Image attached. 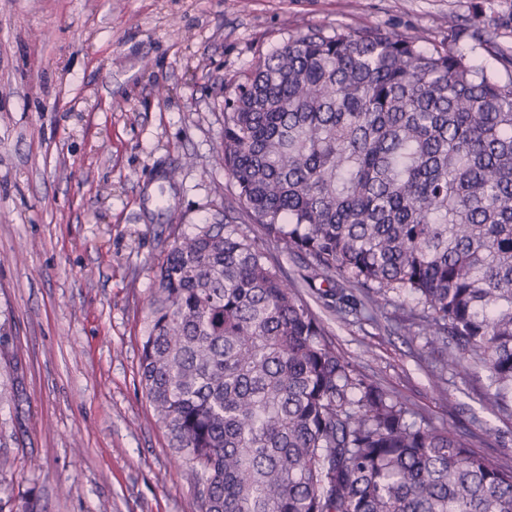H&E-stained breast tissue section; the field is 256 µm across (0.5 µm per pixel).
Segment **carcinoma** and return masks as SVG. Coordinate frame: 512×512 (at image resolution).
I'll return each mask as SVG.
<instances>
[{
  "label": "carcinoma",
  "instance_id": "1",
  "mask_svg": "<svg viewBox=\"0 0 512 512\" xmlns=\"http://www.w3.org/2000/svg\"><path fill=\"white\" fill-rule=\"evenodd\" d=\"M481 9L410 32L310 28L258 57L224 102L218 156L266 239L307 261L345 321L410 297L407 335L491 373L512 409V55ZM485 50L479 65L456 48ZM201 512H512V469L408 419L231 224L159 266L139 361Z\"/></svg>",
  "mask_w": 512,
  "mask_h": 512
}]
</instances>
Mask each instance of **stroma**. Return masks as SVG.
Instances as JSON below:
<instances>
[{"mask_svg":"<svg viewBox=\"0 0 512 512\" xmlns=\"http://www.w3.org/2000/svg\"><path fill=\"white\" fill-rule=\"evenodd\" d=\"M512 0H0V512H200L139 383L147 300L182 235L220 224L235 189L216 158L224 100L261 54L309 26L438 42L474 4ZM240 231L303 287L301 258ZM376 322L329 319L337 349L429 425L512 467V414L489 374Z\"/></svg>","mask_w":512,"mask_h":512,"instance_id":"obj_1","label":"stroma"}]
</instances>
